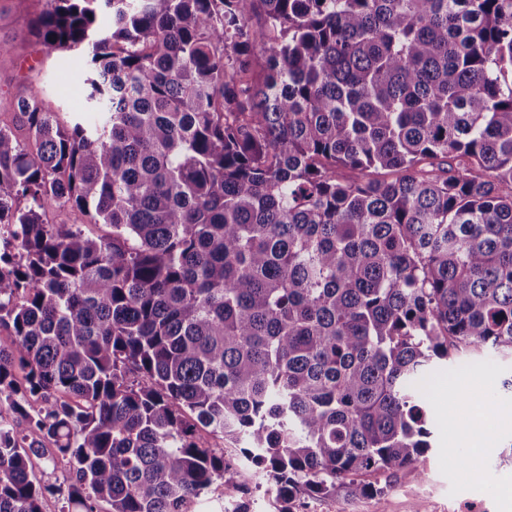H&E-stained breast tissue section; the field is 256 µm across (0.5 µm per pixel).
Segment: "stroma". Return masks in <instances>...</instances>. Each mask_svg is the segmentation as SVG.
I'll return each mask as SVG.
<instances>
[{"mask_svg": "<svg viewBox=\"0 0 512 512\" xmlns=\"http://www.w3.org/2000/svg\"><path fill=\"white\" fill-rule=\"evenodd\" d=\"M44 0H0V121L15 120L18 98L36 94L51 100L61 121L85 114L83 60L75 51H47L29 34ZM512 370V361L468 354L449 359L434 370L430 411L434 420L424 472L411 468L386 477L363 474L381 485L380 493L356 500L311 499L303 512H465L486 500L494 512H512V392L497 380ZM461 396L452 405L449 395ZM478 455L488 482L461 484L458 454Z\"/></svg>", "mask_w": 512, "mask_h": 512, "instance_id": "35a3bbf8", "label": "stroma"}]
</instances>
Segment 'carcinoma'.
<instances>
[{"mask_svg": "<svg viewBox=\"0 0 512 512\" xmlns=\"http://www.w3.org/2000/svg\"><path fill=\"white\" fill-rule=\"evenodd\" d=\"M33 34L94 119L0 125V512L52 491L21 423L62 512L423 471L435 364L512 355V0H45ZM43 220L46 224H89L86 217L66 208L57 207L47 209ZM86 230L92 234L101 235L109 229L105 226L89 224ZM44 450L38 455L32 456V467L33 471L39 479H42L46 484H54L56 486L64 487L65 479L69 477L68 465L65 460L63 464L53 466L49 463L48 459L56 456L53 446L44 441L42 443Z\"/></svg>", "mask_w": 512, "mask_h": 512, "instance_id": "cac0c4a2", "label": "carcinoma"}]
</instances>
